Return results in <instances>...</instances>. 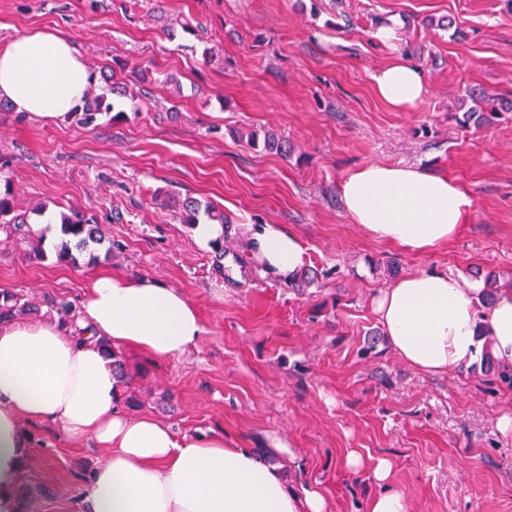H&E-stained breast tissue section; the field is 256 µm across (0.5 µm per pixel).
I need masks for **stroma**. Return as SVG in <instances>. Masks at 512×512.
I'll use <instances>...</instances> for the list:
<instances>
[{
    "label": "stroma",
    "instance_id": "1",
    "mask_svg": "<svg viewBox=\"0 0 512 512\" xmlns=\"http://www.w3.org/2000/svg\"><path fill=\"white\" fill-rule=\"evenodd\" d=\"M450 17L454 30L435 27ZM191 18L195 34L169 40ZM397 31L374 37L379 20ZM33 29L67 37L92 68L149 64L181 92L154 90L119 120L84 127L0 112V177L15 204L94 219L104 242L44 258L0 232V288L33 299L24 315L54 322L46 304H77L96 271L150 276L178 288L204 332L179 357L120 352L121 400L176 435L223 433L240 448L289 441L294 487L318 488L327 512H369L371 466L392 463L409 512H512V385L481 363L432 377L390 349L373 309L395 280L448 272L479 288L512 281V112L461 125L471 88L512 92V0H0V43ZM210 58H203V48ZM419 66L425 98L406 112L377 95L392 62ZM271 128L291 156L249 147L238 131ZM369 162L414 165L460 182L474 199L447 245L412 254L354 224L339 194ZM191 197L223 210V252L182 223ZM247 224H284L317 278L300 288L249 257ZM21 487L31 512H83L85 484L106 449L71 444L61 427L32 423ZM359 452L364 468L341 461Z\"/></svg>",
    "mask_w": 512,
    "mask_h": 512
}]
</instances>
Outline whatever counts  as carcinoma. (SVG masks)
I'll use <instances>...</instances> for the list:
<instances>
[{"mask_svg":"<svg viewBox=\"0 0 512 512\" xmlns=\"http://www.w3.org/2000/svg\"><path fill=\"white\" fill-rule=\"evenodd\" d=\"M133 78L138 91L129 92L128 88L119 85L103 72L95 69L90 71V83L83 98L82 105L69 113V117L84 126L94 124L98 116L115 112L112 119L116 120L125 114V111L111 102L109 96L115 94L121 98H129L134 102L138 99V92L144 90L145 86L164 87L172 86L175 91H180L178 79L172 75H167L160 79L155 76L151 69L138 68L134 71ZM469 98L475 103V106L468 108L463 116V122H473L477 125H486L495 122L497 116L504 112H512V95L507 97L500 94H489L487 92L473 93ZM239 137L246 140L248 146L258 149L262 148L268 151L280 153L290 152L288 141L272 130L259 132L251 130L247 133L239 134ZM15 194L10 181H4L3 189L0 190V231L9 236H16L25 241L31 238L28 224V212L19 211L15 208ZM206 214L208 221L214 224L224 223V212L216 207L207 204L202 205L196 200L185 199L181 204L182 223L195 225L200 223V214ZM60 230L63 234L76 239V247L82 249L87 247L90 242H99L98 229L92 224V219L85 215L73 211L69 214H61ZM498 281L492 276L485 279L483 289L478 294L479 303L489 305L494 300ZM33 308V305L23 298V295L0 290V323L8 322L17 314L25 313Z\"/></svg>","mask_w":512,"mask_h":512,"instance_id":"obj_1","label":"carcinoma"}]
</instances>
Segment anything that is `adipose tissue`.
I'll use <instances>...</instances> for the list:
<instances>
[{
  "label": "adipose tissue",
  "mask_w": 512,
  "mask_h": 512,
  "mask_svg": "<svg viewBox=\"0 0 512 512\" xmlns=\"http://www.w3.org/2000/svg\"><path fill=\"white\" fill-rule=\"evenodd\" d=\"M373 81L399 112L428 91L422 69L403 61L379 69ZM87 82L85 60L56 31L36 29L0 45V99L15 111L44 119L68 113ZM339 191L366 235L410 253L447 244L474 207L455 179L408 165H361ZM245 234L263 272L286 277L303 266L304 247L285 225L249 224ZM374 304L391 349L420 373L448 374L485 347L512 370V287L483 308L459 278L423 272L396 280ZM202 332L196 306L177 288L112 273L93 278L73 325L0 323V512H12L30 459L28 422L59 425L74 443L107 449L88 478L90 512H327L318 489L288 484L283 467L295 452L281 438L263 455L215 432L180 438L155 417L123 409L113 351L178 357Z\"/></svg>",
  "instance_id": "1"
}]
</instances>
